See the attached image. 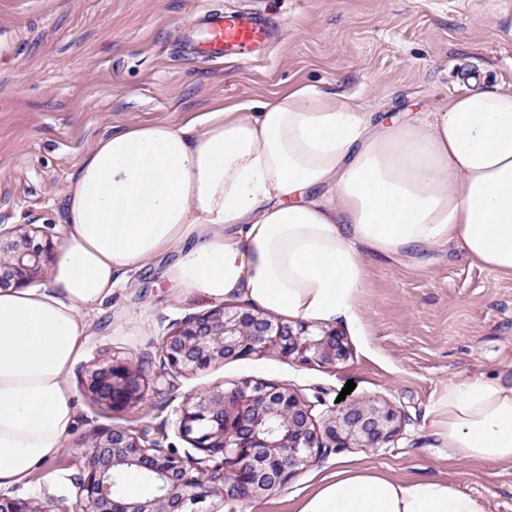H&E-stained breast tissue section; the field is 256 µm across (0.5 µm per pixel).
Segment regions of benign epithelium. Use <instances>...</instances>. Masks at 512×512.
Segmentation results:
<instances>
[{"instance_id": "benign-epithelium-1", "label": "benign epithelium", "mask_w": 512, "mask_h": 512, "mask_svg": "<svg viewBox=\"0 0 512 512\" xmlns=\"http://www.w3.org/2000/svg\"><path fill=\"white\" fill-rule=\"evenodd\" d=\"M60 251L46 237L0 224V288H24L43 275ZM172 377L202 370L229 357L275 354L306 365L333 366L347 358L343 334L308 321L285 322L246 307L218 305L191 315L163 336L158 347ZM146 362L112 356L88 375V389L108 408L122 411L145 399ZM315 403L280 384L242 381L183 397L175 427L197 457L164 446L142 430L114 426L84 436V475L74 512H186L187 505L263 496L302 470L314 456L336 448H378L398 432L396 414L352 399L317 425ZM129 471L152 478L143 498L116 489ZM0 512H43L29 500L0 497Z\"/></svg>"}]
</instances>
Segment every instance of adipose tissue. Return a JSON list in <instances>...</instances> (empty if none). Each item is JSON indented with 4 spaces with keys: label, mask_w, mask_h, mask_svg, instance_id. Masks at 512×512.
I'll return each mask as SVG.
<instances>
[{
    "label": "adipose tissue",
    "mask_w": 512,
    "mask_h": 512,
    "mask_svg": "<svg viewBox=\"0 0 512 512\" xmlns=\"http://www.w3.org/2000/svg\"><path fill=\"white\" fill-rule=\"evenodd\" d=\"M65 225L45 287L0 289V489L27 485L79 424L68 377L86 312L169 250L177 297L326 322H358L368 256L422 267L453 247L512 272V84L471 82L410 121L296 86L180 125L131 124L84 155ZM440 411L452 458L512 461V379L449 384ZM296 512L484 508L445 480L342 466Z\"/></svg>",
    "instance_id": "adipose-tissue-1"
}]
</instances>
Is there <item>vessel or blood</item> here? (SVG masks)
<instances>
[{
	"label": "vessel or blood",
	"instance_id": "b4317fda",
	"mask_svg": "<svg viewBox=\"0 0 512 512\" xmlns=\"http://www.w3.org/2000/svg\"><path fill=\"white\" fill-rule=\"evenodd\" d=\"M201 53L227 60L258 52L272 38L268 22L256 11H216L203 18Z\"/></svg>",
	"mask_w": 512,
	"mask_h": 512
}]
</instances>
